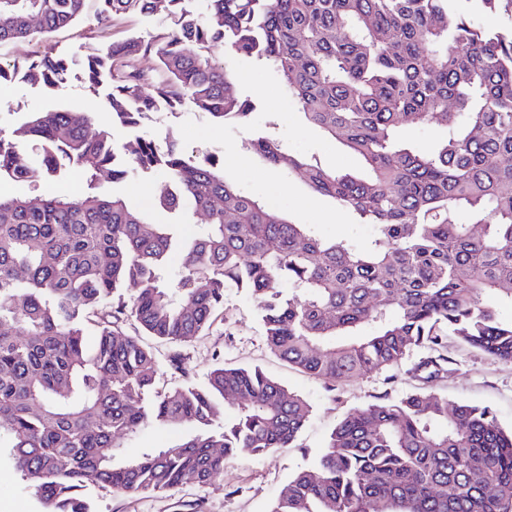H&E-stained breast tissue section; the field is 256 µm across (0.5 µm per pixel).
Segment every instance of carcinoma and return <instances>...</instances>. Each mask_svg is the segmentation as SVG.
<instances>
[{
    "instance_id": "obj_1",
    "label": "carcinoma",
    "mask_w": 512,
    "mask_h": 512,
    "mask_svg": "<svg viewBox=\"0 0 512 512\" xmlns=\"http://www.w3.org/2000/svg\"><path fill=\"white\" fill-rule=\"evenodd\" d=\"M88 2L0 0V44L67 27ZM185 2L98 0L100 24L173 19L152 41L87 56L88 83L110 82L112 122L137 127L183 103L246 122L250 101L209 56L225 44L276 73L304 120L363 170L325 168L268 136L252 140L254 154L372 235L322 237L240 191L218 164L188 162L147 134L119 162L108 135L88 134L90 112H33L0 137V180L50 182L61 157L87 182L78 193L0 195V448L39 512H91V486L133 495L209 483L230 457L293 444L312 406L259 367L219 364L201 383L156 391L159 362L137 332L174 345L204 336L232 290L254 297L274 355L332 383L387 370L415 348L430 356L414 373L445 374L449 334L512 361V321L495 310L512 305V38L474 27L451 0ZM147 54L158 60L151 78L135 67ZM71 67L46 51L0 68V80L58 88ZM409 123L445 133L419 148L402 134ZM32 140L44 143L38 162ZM131 170L163 171L159 204L204 215L203 232L183 238L97 191L101 172L116 182ZM186 424L159 448L124 452L143 429ZM270 512H512V431L486 407L422 389L355 409Z\"/></svg>"
}]
</instances>
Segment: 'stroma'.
<instances>
[{
	"label": "stroma",
	"instance_id": "stroma-1",
	"mask_svg": "<svg viewBox=\"0 0 512 512\" xmlns=\"http://www.w3.org/2000/svg\"><path fill=\"white\" fill-rule=\"evenodd\" d=\"M97 8L96 0H90L82 20L53 32L49 38L0 44V66L8 69L16 59L48 50L79 60L93 51H107L111 44L132 35L150 40L164 23L159 16L130 14L103 29L97 23ZM211 56L236 74L238 93L253 107L248 123H224L185 106L150 113L136 128L121 127L113 124L105 108L107 86L90 87L77 67L55 89L28 83L19 76L0 81V135L10 136L30 113L42 109L90 110L95 114L90 134L109 133L115 150H122L138 135L152 134L159 142L175 144L187 159L212 158L223 164L225 177L241 191L266 199L293 223L313 225L318 234L328 238L366 240L371 233L369 225L342 216L331 198L312 195L298 178L259 160L250 149V141L261 133L269 135L279 139L288 152L315 157L323 166L341 171H361V160L306 123L278 78L255 59L231 55L220 45L212 49ZM162 178L159 172H135L128 180L114 183L103 173L97 186L106 194L122 196L131 207L145 212L152 223L175 224L181 233L192 234L198 217L187 211L171 212L158 204L154 188ZM143 341L154 349L161 363L158 387L162 391L188 379L203 381L218 363L258 366L307 399L313 412L291 447L275 449L260 458L227 459L223 474L211 483L135 495L88 489L93 512H269L282 485L311 466L337 423L352 410L378 402L387 391L398 396L423 389L452 402L486 406L504 430H512V362L471 351L452 337L447 340V350L456 369L449 375L428 381L414 377L413 368L426 355L425 350L417 349L391 373H369L334 385L272 354L264 342L253 297L229 291L223 312L205 336L177 348L148 335ZM176 349L186 359V372H177L168 365V356ZM0 512H38L36 500L4 450L0 451Z\"/></svg>",
	"mask_w": 512,
	"mask_h": 512
}]
</instances>
